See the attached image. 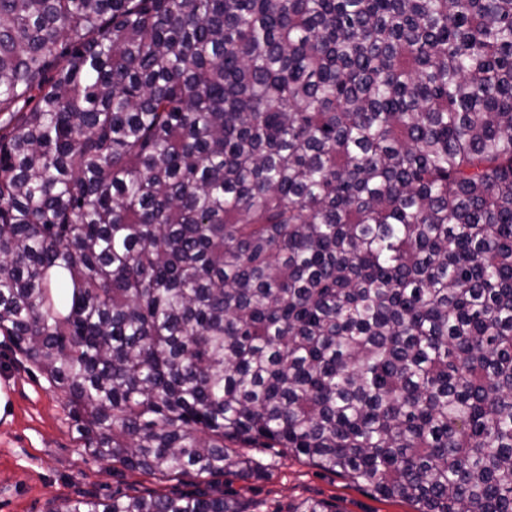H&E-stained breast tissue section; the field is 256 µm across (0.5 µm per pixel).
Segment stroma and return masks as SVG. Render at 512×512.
<instances>
[{
  "label": "stroma",
  "mask_w": 512,
  "mask_h": 512,
  "mask_svg": "<svg viewBox=\"0 0 512 512\" xmlns=\"http://www.w3.org/2000/svg\"><path fill=\"white\" fill-rule=\"evenodd\" d=\"M0 385L11 402L9 419H0V512H50L64 499L113 492L179 496L206 485L194 477L165 479L94 458L78 438L64 396L1 336ZM246 454L265 464L263 477L228 475L208 485L250 512H292L303 499L323 501L330 512H416L409 501L376 497L282 449L250 448Z\"/></svg>",
  "instance_id": "obj_1"
}]
</instances>
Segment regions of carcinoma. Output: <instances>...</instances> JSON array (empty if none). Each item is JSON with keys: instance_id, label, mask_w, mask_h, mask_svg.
<instances>
[{"instance_id": "cac0c4a2", "label": "carcinoma", "mask_w": 512, "mask_h": 512, "mask_svg": "<svg viewBox=\"0 0 512 512\" xmlns=\"http://www.w3.org/2000/svg\"><path fill=\"white\" fill-rule=\"evenodd\" d=\"M0 114V335L95 458L512 512V0H0Z\"/></svg>"}]
</instances>
